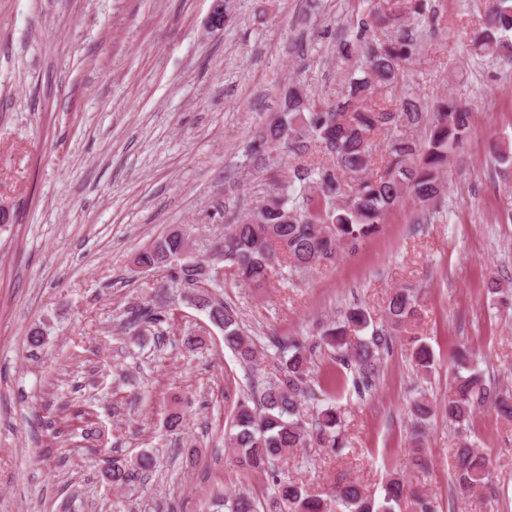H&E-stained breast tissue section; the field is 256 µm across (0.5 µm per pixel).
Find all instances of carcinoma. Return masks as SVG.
Returning a JSON list of instances; mask_svg holds the SVG:
<instances>
[{
	"label": "carcinoma",
	"instance_id": "obj_1",
	"mask_svg": "<svg viewBox=\"0 0 512 512\" xmlns=\"http://www.w3.org/2000/svg\"><path fill=\"white\" fill-rule=\"evenodd\" d=\"M485 22L470 39L473 56L483 60L512 58V0H486ZM376 12L358 22L352 36L339 43L341 96L321 101L292 86L284 94L278 117L257 134L254 161L269 165L279 151L304 154L321 148L331 157L328 167H298L281 180L243 216L224 226V237L214 245L197 243L204 253L218 254L239 286L255 290L267 287L280 268L304 272L341 253H352L377 234L386 213L411 197L432 208L445 204L444 169L452 153L467 139L470 112L452 99L441 101L428 113L418 99L404 96L402 108L388 111L374 102V95L392 86L401 64L410 60L418 45L412 32L395 38L373 35ZM426 126V138L414 140L404 128ZM385 134L384 166L377 175L368 173L374 157L372 133ZM190 236L163 235L136 254V262L165 273L167 288L186 291L207 318L224 325V346L244 364H252L257 347L234 309L213 288H203L204 274L192 262L182 260ZM418 299L407 288L390 293L384 310L385 323L378 326L360 305L349 307L339 320L320 321L307 336L276 337L272 345L280 352L275 376L263 386L258 399L237 401L224 431L228 461L246 474L264 473L275 490L279 512H396L408 494L404 478L389 473L380 497L355 482L338 484L327 494L288 480L274 462L288 458L295 448H321L339 455L348 444L344 415L337 406L321 403L312 378L314 357L328 350L352 373L358 394L376 386L379 364L389 353L397 334L417 315ZM166 301L155 300L137 307L131 323L138 335L166 321ZM369 332V337L351 343L350 336ZM49 328L43 324L28 330L27 344L45 345ZM410 360L416 371L427 374L434 365L432 349L421 339H409ZM467 374H456L441 408L459 434L452 478L453 492L468 498L492 486L490 461L468 440L466 432L474 414L493 409L512 418V391L483 378L470 360L462 359ZM312 407L311 422L304 411ZM436 412L426 398L413 400L409 413L416 426L412 442L413 465L426 463L422 428ZM225 512H257L256 502L245 493L218 495Z\"/></svg>",
	"mask_w": 512,
	"mask_h": 512
}]
</instances>
